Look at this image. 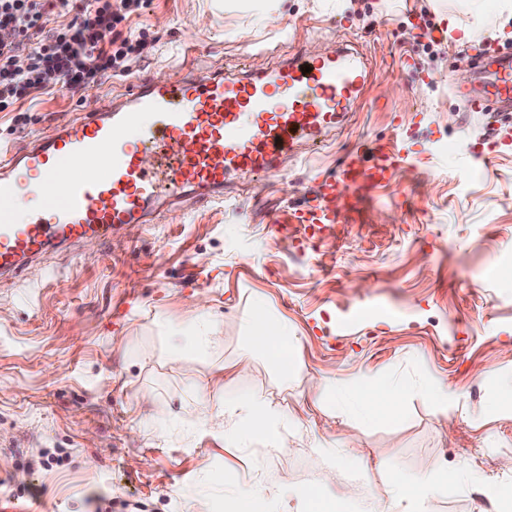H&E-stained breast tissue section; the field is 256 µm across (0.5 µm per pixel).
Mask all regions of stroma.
I'll use <instances>...</instances> for the list:
<instances>
[{"label":"stroma","instance_id":"1","mask_svg":"<svg viewBox=\"0 0 512 512\" xmlns=\"http://www.w3.org/2000/svg\"><path fill=\"white\" fill-rule=\"evenodd\" d=\"M471 17L463 0H144L152 55L86 90L39 96L0 112V142L24 152L31 136L123 100L132 81L191 71L237 74L350 46L370 87L325 146L297 147L269 178L235 185L225 202L191 200L112 238L60 247L18 278L0 277V512H216L251 486L273 512H377L390 472L405 480L469 460L487 483L512 486V146L490 164L473 151L481 113L453 86L479 84L476 53L512 52V37L455 44L441 12ZM435 43L417 36L420 12ZM405 148L392 181L340 223L307 240L289 212L335 173L350 149ZM205 296L224 345L200 356L182 328ZM297 341L301 379L284 380L250 354L254 302ZM388 371L409 390L397 415L362 422L317 401L312 381ZM457 392L442 412L420 386ZM214 405L257 392L294 418L287 449L272 440L227 447L199 426L198 384ZM340 441L346 464L312 448ZM63 450L62 465L35 464ZM429 512H495L480 489L433 498Z\"/></svg>","mask_w":512,"mask_h":512}]
</instances>
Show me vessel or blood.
Listing matches in <instances>:
<instances>
[{
    "mask_svg": "<svg viewBox=\"0 0 512 512\" xmlns=\"http://www.w3.org/2000/svg\"><path fill=\"white\" fill-rule=\"evenodd\" d=\"M487 65L493 80L484 92L465 93L469 111H487L492 101L512 106V56L488 57ZM367 78L356 52L344 48L233 77L137 83L119 106H88L53 138H32L25 154L0 159V275H20L63 245L149 223L165 200L221 201L229 176L274 174L299 141L321 143L343 122ZM145 152L155 165H143ZM403 162L382 146L348 151L291 223H339ZM22 170L36 174L34 186L22 187ZM25 193L39 203L22 213Z\"/></svg>",
    "mask_w": 512,
    "mask_h": 512,
    "instance_id": "b4317fda",
    "label": "vessel or blood"
}]
</instances>
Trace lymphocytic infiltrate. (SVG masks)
Segmentation results:
<instances>
[{
    "label": "lymphocytic infiltrate",
    "mask_w": 512,
    "mask_h": 512,
    "mask_svg": "<svg viewBox=\"0 0 512 512\" xmlns=\"http://www.w3.org/2000/svg\"><path fill=\"white\" fill-rule=\"evenodd\" d=\"M142 0H0V111L56 86L88 89L153 49L147 27L122 29ZM59 22H52V14Z\"/></svg>",
    "instance_id": "lymphocytic-infiltrate-1"
}]
</instances>
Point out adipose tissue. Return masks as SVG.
Returning <instances> with one entry per match:
<instances>
[{
	"instance_id": "adipose-tissue-1",
	"label": "adipose tissue",
	"mask_w": 512,
	"mask_h": 512,
	"mask_svg": "<svg viewBox=\"0 0 512 512\" xmlns=\"http://www.w3.org/2000/svg\"><path fill=\"white\" fill-rule=\"evenodd\" d=\"M250 318L253 352L276 366L282 376L297 375L294 340L285 328L258 304L254 305ZM184 327L196 354L206 356L224 345L221 331L206 313L203 302L191 304ZM405 390L406 386L401 381L383 374L372 379L356 378L343 385L337 384L335 378L325 377L314 385L316 398L332 399L340 411L355 413L365 421L394 415L397 399ZM224 411L232 423L219 429L218 434L225 444L235 447L267 437L271 432V422H278L284 428L291 423L286 411L254 392L225 401ZM478 481L477 473L466 460L459 463L451 479L434 475L408 483L396 476L391 481L383 512H425L430 499L447 494L449 483L468 488Z\"/></svg>"
}]
</instances>
